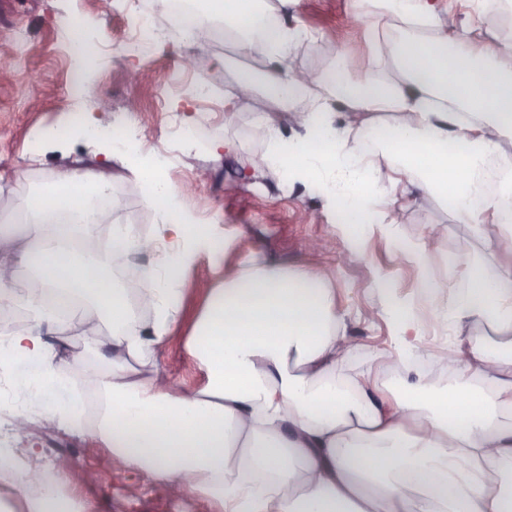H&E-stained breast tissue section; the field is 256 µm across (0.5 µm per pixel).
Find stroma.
Instances as JSON below:
<instances>
[{
    "label": "stroma",
    "mask_w": 512,
    "mask_h": 512,
    "mask_svg": "<svg viewBox=\"0 0 512 512\" xmlns=\"http://www.w3.org/2000/svg\"><path fill=\"white\" fill-rule=\"evenodd\" d=\"M147 3L162 44L151 56L133 58L116 52L127 41L129 21L123 0H0V45L21 42L26 48L25 56L0 62V172L19 174L10 193L0 197V233L22 235L18 215L56 171L93 167L107 159L112 187L125 199L111 224L101 225L100 235H109L112 224L118 223L135 225L144 235L154 236L165 221L164 214L146 201L125 155L117 150L104 155L73 116L90 112L104 124L130 117L153 152L171 148L167 119L169 113L177 112L186 125L204 128L205 141L200 147L182 148L179 168L166 177L173 184L192 185L183 207L199 223L210 224L222 251L217 256L200 254L181 284V316L166 340L161 361L167 379L187 388L199 382L198 369L186 351L193 324L205 307L209 289L221 285L225 273L240 268L252 253L286 268L331 272L336 307L352 343L350 354L336 367L337 377L368 372L383 392L402 380L421 379L441 387L461 368L448 359L449 348L459 342L486 341L496 353H512V340L493 339L485 323L473 321L458 328L446 295L436 301L440 319L422 324L411 359L405 363L389 316L394 306L414 307L422 300L416 261L420 248H428L439 269L446 271L451 291L462 284V268L458 261L449 262V254L503 261L512 250V238L503 239L496 255L488 256L469 225L430 197L415 198L395 224L344 223L342 212L317 182L292 180L281 168L256 160L269 147L249 134L257 115H275L279 128L292 139L299 128L289 113L278 111L258 87L235 107L224 104V91L234 84L238 72L264 68L262 58L240 51L214 19L193 47H185L158 0ZM497 3V9L490 10L481 0H435L449 25L480 28L486 39L512 40V30L505 29L502 19L503 14L512 15V0ZM354 16L353 0H295L288 22L302 25L310 37L289 54L288 65L325 76L334 74L345 57L364 65L380 33ZM71 20L96 48L99 101L95 104L78 102L65 93L71 64L64 43ZM134 72L139 73V81H131ZM199 75L213 83L215 95L210 102H197L188 93ZM163 82L172 83L173 89L161 106L156 95ZM329 119L334 126L348 127V146L371 154L375 180L381 189H388L392 162L382 143L372 141L371 126L348 124L340 112ZM48 126L64 128L65 133L45 138L43 130ZM217 142L228 143V150L213 152ZM313 239L322 242L319 252L307 248ZM21 416L26 426L20 430L16 421ZM4 446L21 455L36 454L44 471L54 468L56 459L68 458L70 465L60 479L62 491L92 503L96 512H216L210 502L193 494L168 499L164 488L120 461L99 469L108 449L95 427L78 431L46 427L41 406L33 403L19 408L0 403V448ZM92 469L98 476L90 482L85 475Z\"/></svg>",
    "instance_id": "1"
}]
</instances>
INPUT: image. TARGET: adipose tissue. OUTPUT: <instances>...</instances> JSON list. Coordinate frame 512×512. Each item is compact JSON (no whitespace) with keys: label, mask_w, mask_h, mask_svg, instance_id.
<instances>
[{"label":"adipose tissue","mask_w":512,"mask_h":512,"mask_svg":"<svg viewBox=\"0 0 512 512\" xmlns=\"http://www.w3.org/2000/svg\"><path fill=\"white\" fill-rule=\"evenodd\" d=\"M293 0H208L239 48L259 54L262 73L241 71L236 89L261 84L302 135L274 142L288 174L318 181L335 206L364 220L377 186L373 163L348 149L327 113L344 108L363 124L392 116L382 139L393 158L382 219L418 195L431 196L496 251L512 206V41L474 31L449 32L431 0H355L374 28L396 21L361 73L296 82L286 60L296 30L276 23ZM495 158L497 193L471 207L475 174ZM147 199L163 212L180 204L152 156L129 159ZM112 171L62 169L32 205L21 239L0 237V262L33 270L22 287L0 281V308L22 303L32 326L0 338V365L16 367L15 386L44 404L47 425L74 426L79 399L62 376L64 350L78 339L105 353L89 381L101 392L97 428L113 458L159 485L216 504L219 512H512V356L467 344L453 383L408 382L378 396L369 377L340 384L336 365L351 346L326 273L247 261L210 289L187 341L200 383H163L160 350L180 316V283L211 231L162 225L151 241L135 226L112 228V249L94 234L68 246L70 222ZM150 252L136 287L117 285L116 263ZM91 305L88 314L73 305ZM453 309L458 323L477 320L512 335V261L467 263ZM33 472L13 449L0 448V512H63L58 488L30 495Z\"/></svg>","instance_id":"1"}]
</instances>
